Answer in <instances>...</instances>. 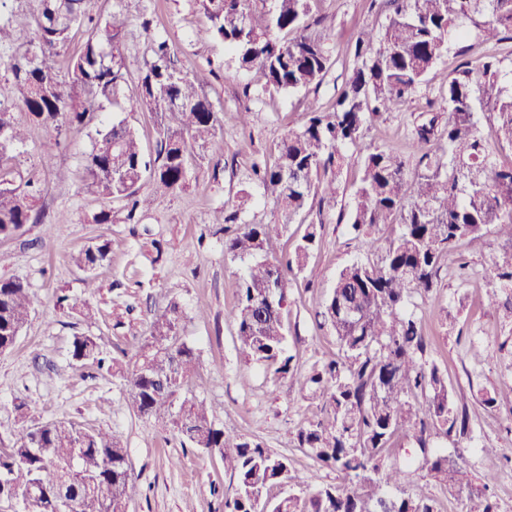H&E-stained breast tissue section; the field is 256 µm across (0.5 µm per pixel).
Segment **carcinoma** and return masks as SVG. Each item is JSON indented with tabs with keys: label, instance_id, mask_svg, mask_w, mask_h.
<instances>
[{
	"label": "carcinoma",
	"instance_id": "cac0c4a2",
	"mask_svg": "<svg viewBox=\"0 0 512 512\" xmlns=\"http://www.w3.org/2000/svg\"><path fill=\"white\" fill-rule=\"evenodd\" d=\"M0 0V237L27 224L43 223L35 210L39 180L19 170L16 147L26 124L61 135L92 128L81 189L123 203L125 219L139 222L143 180L157 192L181 188L195 165L194 149L214 138L218 113L203 94L206 76L188 73L167 40L152 37L130 95L120 53L124 20L143 12L144 0H119L107 16L94 0ZM208 25L196 38L219 40L239 66L253 70L263 87L293 93L322 82L330 66L325 38L309 17L310 0H196ZM389 11L380 31L362 30L354 44L353 68L332 106L311 107L307 121L276 146V161L254 170L255 182L273 200L269 224H236L224 253L244 263L239 296L228 318L239 354L287 374L283 310L288 274L302 271L316 242L309 224L285 258L268 255L269 243L303 223L310 199L334 201L344 152L360 154L361 178L353 191L348 223L364 239L368 256L341 269L318 316L336 335V356L314 365L299 380L319 411L296 433L319 464L336 470L343 483L321 484L298 474L288 458L268 451L256 436L215 424L211 408L196 395L180 397L195 371L196 350L183 339L184 311L171 299L150 311L144 344L125 396L142 416L172 422L191 447L219 451L236 480L221 512H437L435 501L410 486V470L390 460L398 433L415 438L421 467L451 495L465 494L463 512H496L484 489H473L470 472L435 447L434 439L469 435L467 410L458 405L448 377L431 357L417 300L435 285L445 254L459 241L489 229L511 249L495 262L500 286L486 306L512 320V159L502 162L490 142L512 148V92L501 83V60L486 55L460 66L450 78L438 70L448 35L480 30L485 42L512 41V0H372ZM75 29L86 38L57 66L60 50ZM439 83L438 113L414 129V169L398 156L364 142V127L402 109L420 87ZM150 112L157 122L153 154H145L137 131L123 121L103 125L104 104ZM488 107L489 136L478 127L477 108ZM382 224L392 225L384 243ZM102 239L72 255L73 265L91 272L106 259ZM34 291L15 278L0 279V352L11 349L30 320ZM71 356L99 367L111 362L95 338L73 337ZM484 404H512V386L488 392ZM399 490L392 495L387 487ZM131 473L128 453L110 433L87 431L53 420L21 430L0 449V499L15 500L23 512H127Z\"/></svg>",
	"mask_w": 512,
	"mask_h": 512
}]
</instances>
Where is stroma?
<instances>
[{
	"instance_id": "obj_1",
	"label": "stroma",
	"mask_w": 512,
	"mask_h": 512,
	"mask_svg": "<svg viewBox=\"0 0 512 512\" xmlns=\"http://www.w3.org/2000/svg\"><path fill=\"white\" fill-rule=\"evenodd\" d=\"M145 6V17L126 20L121 53L129 84L137 82L150 37L167 38L185 71L208 72L204 93L222 128L200 149L198 167L181 190L156 195L150 183L142 184L151 203L140 223L128 224L119 203L96 200L80 190L82 158L92 147V131L71 129L58 136L30 127L17 154L22 167L39 173L44 191L36 206L46 221L0 238V250L11 255L0 278L27 281L35 293L29 325L12 349L0 353V448L18 430L52 420L103 430L128 450L133 478L128 512H217L222 496L234 486L220 453L183 443L170 423L133 412L124 395L122 374L135 364L150 309L173 298L184 310L183 336L197 350L196 374L211 382L201 397L213 406L216 425L260 437L269 451L288 457L299 472L337 483L336 471L320 467L295 439L316 412V403L301 397L294 376L274 374L263 364L244 361L236 351L235 327L227 313L237 301L243 266L225 255L224 227L212 217L222 209L237 212L242 222L273 220L272 203L252 180L254 169L274 163L276 144L302 126L311 106L322 107L335 98L354 66L357 32L381 30L385 16L371 0H311L334 65L319 86L288 95L264 90L257 74L238 68L223 42L196 39L206 22L196 0H145ZM490 53L501 59L503 71H512V42L485 44L473 32L465 40L449 41L439 67L451 74L464 61ZM437 95V86L422 88L409 106L365 128V142L415 165L412 130ZM244 112L250 115L246 127L240 122ZM60 168L69 170L68 180L56 181ZM359 168L356 154L346 152L335 201L313 202L303 215L305 223L318 225V237L304 270L288 277L283 314L288 353L302 373L336 355L334 333L319 325L316 314L339 270L365 255L362 241L339 220L340 212L351 206V184ZM243 189L248 192L244 199L239 196ZM106 207L113 222L95 223V215ZM100 237L112 242L107 260L90 273L76 269L71 255ZM505 248V241L491 231L458 242L417 310L431 337L433 358L446 370L455 400L469 415V440L441 437L437 444L474 478L496 473L489 493L498 512H512V407H487L481 394L512 385V323L485 305L487 292L496 285L493 262ZM462 259L469 264L464 279L456 274ZM60 292L91 304L94 320L59 308ZM443 311L452 315L444 327L437 320ZM77 335L95 337L116 370L72 359Z\"/></svg>"
}]
</instances>
